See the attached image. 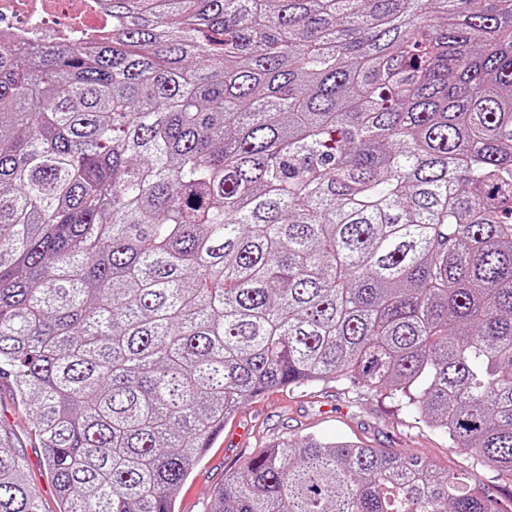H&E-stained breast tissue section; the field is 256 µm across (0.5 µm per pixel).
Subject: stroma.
<instances>
[{"label":"stroma","instance_id":"35a3bbf8","mask_svg":"<svg viewBox=\"0 0 512 512\" xmlns=\"http://www.w3.org/2000/svg\"><path fill=\"white\" fill-rule=\"evenodd\" d=\"M0 434L9 437L43 512H57L58 495L47 472L44 450L30 412L16 397L10 379H0ZM313 434L321 438L362 440L375 448L410 452L441 468L470 470L473 480L490 486L501 502L512 489L452 448L446 435L415 423L401 400L385 395H354L337 382L303 389L279 388L249 401L228 422L190 477L177 489L176 512H204L226 474L278 439Z\"/></svg>","mask_w":512,"mask_h":512}]
</instances>
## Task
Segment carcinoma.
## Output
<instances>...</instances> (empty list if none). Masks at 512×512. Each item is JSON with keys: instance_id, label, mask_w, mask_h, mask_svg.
<instances>
[{"instance_id": "1", "label": "carcinoma", "mask_w": 512, "mask_h": 512, "mask_svg": "<svg viewBox=\"0 0 512 512\" xmlns=\"http://www.w3.org/2000/svg\"><path fill=\"white\" fill-rule=\"evenodd\" d=\"M0 30V376L59 512H174L264 392L405 399L512 483V0H105ZM0 512H41L0 436ZM206 512H505L285 437ZM85 7L102 13L95 0H1L0 23L14 24L24 33L36 28L43 38L59 39L61 44L87 46L103 28L87 29L82 24Z\"/></svg>"}]
</instances>
